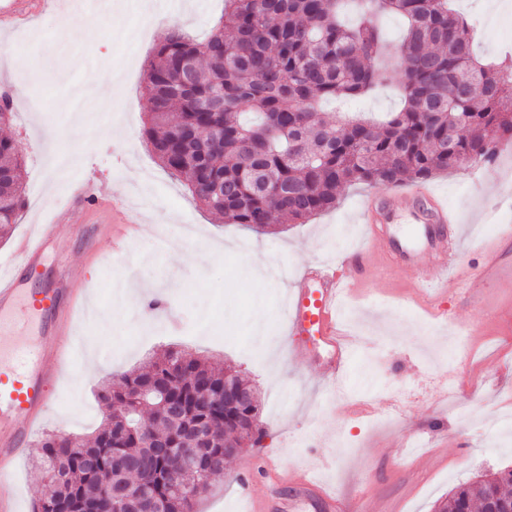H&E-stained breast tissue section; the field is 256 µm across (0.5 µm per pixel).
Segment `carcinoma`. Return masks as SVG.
<instances>
[{
	"label": "carcinoma",
	"instance_id": "carcinoma-1",
	"mask_svg": "<svg viewBox=\"0 0 512 512\" xmlns=\"http://www.w3.org/2000/svg\"><path fill=\"white\" fill-rule=\"evenodd\" d=\"M360 14L340 18L344 2ZM385 13L406 20L402 39L387 41ZM475 31L448 0H224V20L204 42L173 29L156 46L146 72L152 116L144 135L193 198L229 224L266 232L280 221L302 223L336 207L350 185L397 188L453 170L470 158L494 160L512 140V66L491 67L473 54ZM392 83L403 106L380 122L329 119L324 102L366 96ZM21 164L0 139V240L24 205ZM125 388L153 383L182 408L170 419L155 402L125 409L127 425L105 423L85 444L96 463L70 454L50 432L40 440L48 492L34 512H74L95 500L110 508L112 485L133 494L169 495L184 473L176 452L197 425L213 431V479L227 458L255 438L257 404L219 407L208 387L247 381L185 350L168 349L121 376ZM146 428L175 447L140 446ZM137 457V472L112 468V449ZM512 512V469L455 488L434 512Z\"/></svg>",
	"mask_w": 512,
	"mask_h": 512
}]
</instances>
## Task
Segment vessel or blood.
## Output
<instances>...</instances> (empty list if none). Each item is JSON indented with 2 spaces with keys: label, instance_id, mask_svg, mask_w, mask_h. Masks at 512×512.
I'll list each match as a JSON object with an SVG mask.
<instances>
[{
  "label": "vessel or blood",
  "instance_id": "obj_1",
  "mask_svg": "<svg viewBox=\"0 0 512 512\" xmlns=\"http://www.w3.org/2000/svg\"><path fill=\"white\" fill-rule=\"evenodd\" d=\"M35 0H0V21L25 23L33 12ZM419 188L397 192L399 206L386 212L365 207L364 223L369 226L368 247L351 251L342 266L317 264L307 268L288 304V331L297 337L296 356L311 359L323 375L341 377L353 354L352 344L340 331L341 301L356 292L368 277L387 266L398 269L409 288L437 303L455 284L459 294L471 298L478 285L512 288V250L495 247L484 252L478 271L464 268L458 261L461 251L460 230L438 199H431L430 212L407 205L418 196ZM98 197L92 186H84L70 203L57 207L51 221L39 224L34 232L19 237L14 244L18 258L16 270L0 277V323L17 307L35 309L47 316L59 313L57 296L48 290H27L20 270L34 268L60 223L71 218L75 205L95 206ZM406 225L395 233L394 225ZM71 299L65 312L66 323L52 335L33 332L0 351V512H21L19 496L10 479L17 463L27 455L31 436L53 404L55 387L62 367L73 356V329L77 316L84 313L87 287L77 275H70ZM238 483L244 491L265 482L284 487L283 501L262 498L252 503L249 512H336L337 502L328 496L306 470L279 477L271 464L262 468L247 466L239 471Z\"/></svg>",
  "mask_w": 512,
  "mask_h": 512
}]
</instances>
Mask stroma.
<instances>
[{
    "instance_id": "stroma-1",
    "label": "stroma",
    "mask_w": 512,
    "mask_h": 512,
    "mask_svg": "<svg viewBox=\"0 0 512 512\" xmlns=\"http://www.w3.org/2000/svg\"><path fill=\"white\" fill-rule=\"evenodd\" d=\"M112 7L62 9L55 5L27 27L0 33V61L14 92L13 116L0 127L24 160L25 204L15 235L42 223L49 204L64 201L79 180L91 179L107 198L136 204L143 229L127 264L140 285L163 290L172 317L138 305L108 326L81 320L76 332L87 348L74 358L57 387V405L45 429L65 426L85 437L100 427L105 405L100 385L168 348L204 355L233 367L256 386L261 447L245 448L226 463V473L202 495L195 512H248L249 501L230 478L242 466L274 460L279 471L313 470L343 504L360 497L370 512H432L434 503L479 473L512 468V291L487 287L474 307L447 296V317L425 312L420 297L406 293L396 272L382 271L367 283V298L346 310L362 334L345 374L343 395L331 398L313 363L289 354L284 333L287 293L315 262L332 264L354 248L364 230L365 203L385 188L345 187L336 208L273 233L225 223L200 206L187 187L159 163L145 143V73L168 27L206 39L224 12V0H112ZM477 30L476 51L487 62H512V11L489 18L485 0H453ZM89 17L90 29L75 43L61 37L64 22ZM42 58L41 67L30 65ZM125 61L109 91L89 83L91 70ZM85 86L87 108L63 111L59 97ZM453 213L461 232L462 260L477 266L485 248L512 233V143L494 162L470 163L424 183ZM109 214L77 211L31 274L61 281L85 273L92 304L106 309L113 276ZM222 308L206 336L192 335L199 308ZM455 375L473 396L475 417L458 421L437 400V379ZM372 378L367 404L385 414L395 397L404 408L395 425L358 417L351 401L356 383Z\"/></svg>"
}]
</instances>
